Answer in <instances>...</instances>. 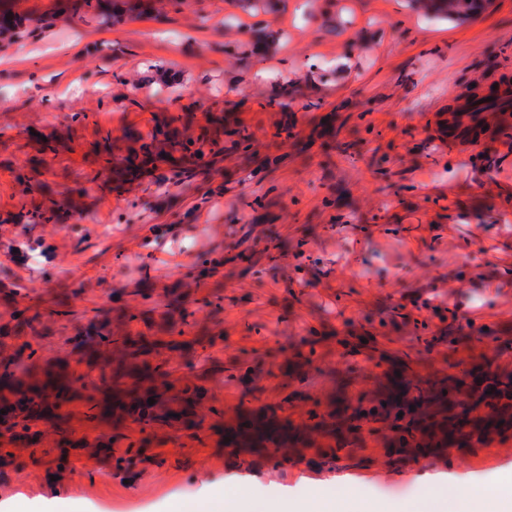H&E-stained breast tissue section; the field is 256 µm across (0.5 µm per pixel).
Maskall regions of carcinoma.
I'll list each match as a JSON object with an SVG mask.
<instances>
[{"mask_svg": "<svg viewBox=\"0 0 512 512\" xmlns=\"http://www.w3.org/2000/svg\"><path fill=\"white\" fill-rule=\"evenodd\" d=\"M414 7L436 18L455 20L479 14L488 0H412ZM72 10L84 18L88 15L102 25L109 24L123 9L114 0H76ZM457 126L478 135L512 139V120L497 112L453 113ZM220 119H211V127L197 138L182 139L178 129L156 146L142 147L127 156L112 153V135L100 137L96 151L99 169L94 179L103 184L112 177H135L178 157L184 161L183 174H191L202 158L198 153L209 149L216 154L220 146ZM31 224H56L60 220L57 205L26 213ZM12 307L9 320L0 324V439L9 443L40 445L45 433L37 422L65 421L64 407L74 399L83 401L93 419L113 418L118 430L131 422L141 430L157 425L180 426L186 436L199 440L205 418L198 413L203 388L187 378H174L167 369L173 357H183L187 343L173 338L185 334L184 328L196 325L195 303L216 314L220 301L203 298L190 300L180 288L171 289L164 298V315L168 319L160 330L169 339L149 336L132 328L139 315L131 310L112 313V309L95 311L81 332L73 339V350L86 371L75 373L65 365L37 368L38 349L33 342L49 330L46 315L22 306L9 297ZM486 386L475 387L470 371L463 369L451 395L443 394L445 380L421 382L399 380L371 396L363 393L349 400L344 413H309L310 425L304 430L294 426L284 403L257 409L240 404L252 415L227 446L260 452L268 445L288 448L309 435L308 447L316 450L321 463L334 470L343 461L355 458V449L366 438L391 439L400 458L417 459L425 448H446L484 444L503 437L512 429V379L504 381L485 364ZM155 403H147L148 398Z\"/></svg>", "mask_w": 512, "mask_h": 512, "instance_id": "cac0c4a2", "label": "carcinoma"}]
</instances>
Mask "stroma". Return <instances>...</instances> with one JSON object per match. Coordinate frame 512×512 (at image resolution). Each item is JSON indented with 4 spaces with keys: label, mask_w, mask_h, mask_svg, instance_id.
Here are the masks:
<instances>
[{
    "label": "stroma",
    "mask_w": 512,
    "mask_h": 512,
    "mask_svg": "<svg viewBox=\"0 0 512 512\" xmlns=\"http://www.w3.org/2000/svg\"><path fill=\"white\" fill-rule=\"evenodd\" d=\"M6 2L29 32L0 42V297L41 311L64 297L72 309L40 339V360L75 359L71 339L96 308H130L143 331L166 290L183 286L221 295L223 309L196 313L186 340L202 325L213 341L172 364L217 409L201 441L130 424L126 439L145 442L131 454L124 442L17 445L0 455V512L18 498L157 512L227 480L333 495L332 471L309 451L235 466L221 431L239 404L288 400L301 427L310 409L407 364L452 379L489 360L512 377V350L496 345L512 339V145L493 139L475 154L440 136L470 91L512 87V0L465 21L425 18L408 0H279L258 13L238 0H185L177 12L152 0L159 15L109 27L73 16L67 0ZM329 8L338 30L323 24ZM52 13L54 27L39 29ZM261 29L278 41L243 61ZM258 67L291 87L247 86ZM183 112L191 134L213 114L229 132L190 182L161 168L108 192L91 183L101 132L123 149L127 133ZM34 167L40 185L22 189L18 175ZM52 190L76 201L60 223H3ZM203 258L222 264L205 274ZM357 459L345 471L351 501L409 505L435 475L471 482L511 468L512 437L408 464L371 442Z\"/></svg>",
    "instance_id": "1"
}]
</instances>
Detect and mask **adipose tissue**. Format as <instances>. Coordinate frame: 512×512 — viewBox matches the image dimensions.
I'll return each mask as SVG.
<instances>
[{"mask_svg":"<svg viewBox=\"0 0 512 512\" xmlns=\"http://www.w3.org/2000/svg\"><path fill=\"white\" fill-rule=\"evenodd\" d=\"M419 512H512V470H503L483 483H428L417 502ZM186 512H404L369 501L349 505L346 500L321 497L293 500L288 496L267 497L258 493L207 491Z\"/></svg>","mask_w":512,"mask_h":512,"instance_id":"ef3b65f1","label":"adipose tissue"}]
</instances>
